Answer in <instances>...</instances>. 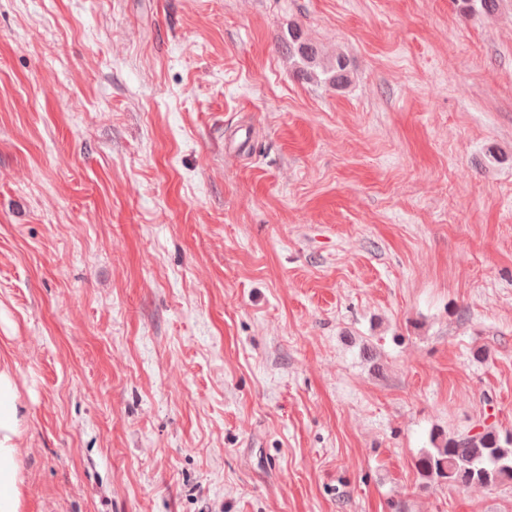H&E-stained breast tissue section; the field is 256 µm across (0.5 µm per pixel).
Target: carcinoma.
I'll use <instances>...</instances> for the list:
<instances>
[{"label":"carcinoma","mask_w":512,"mask_h":512,"mask_svg":"<svg viewBox=\"0 0 512 512\" xmlns=\"http://www.w3.org/2000/svg\"><path fill=\"white\" fill-rule=\"evenodd\" d=\"M463 11L491 12L496 0H458ZM318 51L307 46V51L288 49V57L303 65L320 68V73L334 85L346 80L347 62L340 55L335 63H317ZM432 448L416 460V470L425 485L448 483L459 487L472 485L497 486L512 484V432L501 433L492 425H481L471 430L448 435L443 431L431 433Z\"/></svg>","instance_id":"obj_1"}]
</instances>
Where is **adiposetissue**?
Wrapping results in <instances>:
<instances>
[{
  "mask_svg": "<svg viewBox=\"0 0 512 512\" xmlns=\"http://www.w3.org/2000/svg\"><path fill=\"white\" fill-rule=\"evenodd\" d=\"M17 385L8 365H0V512H22L21 421Z\"/></svg>",
  "mask_w": 512,
  "mask_h": 512,
  "instance_id": "1",
  "label": "adipose tissue"
}]
</instances>
